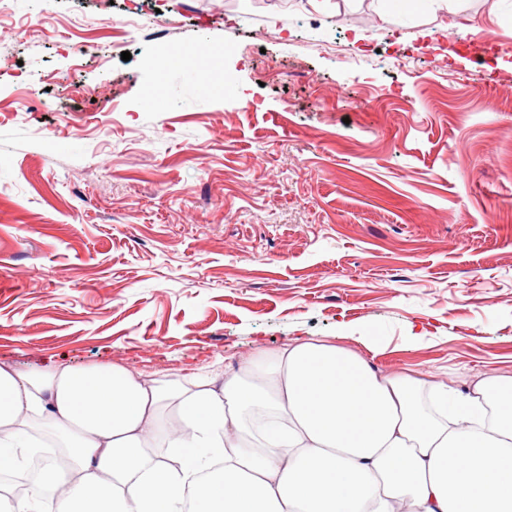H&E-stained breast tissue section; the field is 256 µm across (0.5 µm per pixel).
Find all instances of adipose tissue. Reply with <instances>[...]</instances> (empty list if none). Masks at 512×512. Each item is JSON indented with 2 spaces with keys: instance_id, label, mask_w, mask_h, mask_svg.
<instances>
[{
  "instance_id": "1",
  "label": "adipose tissue",
  "mask_w": 512,
  "mask_h": 512,
  "mask_svg": "<svg viewBox=\"0 0 512 512\" xmlns=\"http://www.w3.org/2000/svg\"><path fill=\"white\" fill-rule=\"evenodd\" d=\"M491 389L314 339L172 393L110 365H0V460L32 416L70 457L33 496L0 486V512H512V401L490 408Z\"/></svg>"
}]
</instances>
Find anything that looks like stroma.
I'll list each match as a JSON object with an SVG mask.
<instances>
[{
  "mask_svg": "<svg viewBox=\"0 0 512 512\" xmlns=\"http://www.w3.org/2000/svg\"><path fill=\"white\" fill-rule=\"evenodd\" d=\"M331 2L9 0L1 365L512 377V0Z\"/></svg>",
  "mask_w": 512,
  "mask_h": 512,
  "instance_id": "obj_1",
  "label": "stroma"
}]
</instances>
